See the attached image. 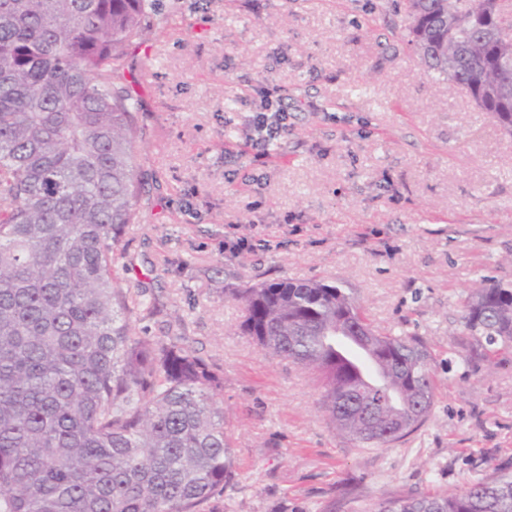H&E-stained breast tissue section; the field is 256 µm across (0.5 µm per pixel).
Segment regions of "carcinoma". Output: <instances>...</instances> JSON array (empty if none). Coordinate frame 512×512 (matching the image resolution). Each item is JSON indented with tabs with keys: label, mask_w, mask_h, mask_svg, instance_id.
<instances>
[{
	"label": "carcinoma",
	"mask_w": 512,
	"mask_h": 512,
	"mask_svg": "<svg viewBox=\"0 0 512 512\" xmlns=\"http://www.w3.org/2000/svg\"><path fill=\"white\" fill-rule=\"evenodd\" d=\"M153 0H0V512H224L234 478L224 378L176 337L138 335L120 277L138 223L136 99L115 77ZM426 72L512 135V0H401ZM228 294L239 330L319 375L330 423L358 445L404 440L435 396L416 334L371 324L322 279ZM463 323L512 343V285L482 283ZM345 336L383 377L368 384ZM377 512H512V473Z\"/></svg>",
	"instance_id": "cac0c4a2"
}]
</instances>
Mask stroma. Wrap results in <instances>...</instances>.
<instances>
[{"label":"stroma","instance_id":"35a3bbf8","mask_svg":"<svg viewBox=\"0 0 512 512\" xmlns=\"http://www.w3.org/2000/svg\"><path fill=\"white\" fill-rule=\"evenodd\" d=\"M118 82L141 146L121 275L157 308L137 333L224 378V512H377L512 470V345L483 355L461 319L481 279L512 283V136L424 74L393 0H156ZM264 87L291 117L258 164L237 145ZM285 277L425 341L436 395L403 443L358 447L315 374L239 333L228 289Z\"/></svg>","mask_w":512,"mask_h":512}]
</instances>
